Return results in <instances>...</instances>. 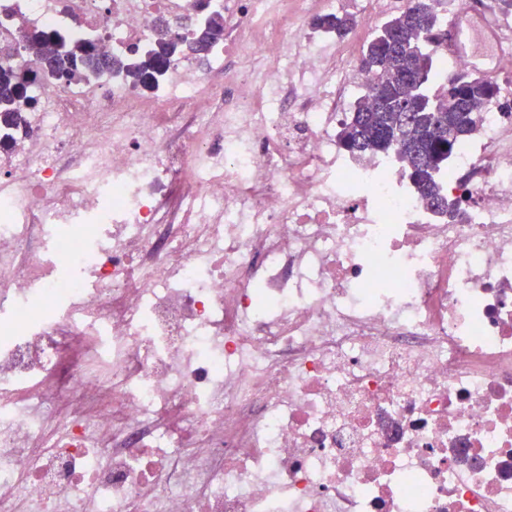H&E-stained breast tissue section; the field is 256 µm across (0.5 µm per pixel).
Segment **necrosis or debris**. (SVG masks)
<instances>
[{
  "label": "necrosis or debris",
  "mask_w": 512,
  "mask_h": 512,
  "mask_svg": "<svg viewBox=\"0 0 512 512\" xmlns=\"http://www.w3.org/2000/svg\"><path fill=\"white\" fill-rule=\"evenodd\" d=\"M211 5L205 65L43 78L0 127V512H512V115L432 211L338 141L370 83L308 24L339 0ZM192 11L0 0V66Z\"/></svg>",
  "instance_id": "obj_1"
}]
</instances>
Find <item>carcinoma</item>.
Segmentation results:
<instances>
[{
    "instance_id": "cac0c4a2",
    "label": "carcinoma",
    "mask_w": 512,
    "mask_h": 512,
    "mask_svg": "<svg viewBox=\"0 0 512 512\" xmlns=\"http://www.w3.org/2000/svg\"><path fill=\"white\" fill-rule=\"evenodd\" d=\"M440 0H410V5L386 21L362 51L357 65L371 77L365 97L342 123L338 138L353 155L396 152L407 162V176L431 209L455 215L459 202L444 195L440 174L447 169L449 152L477 130L481 112L496 100L497 84L469 73L448 70L432 47L448 39V24L438 14ZM316 29L338 38L354 27L347 14L320 15ZM224 30L218 14L205 15L189 35L184 48L211 44ZM34 66L0 67V116L11 126L18 112L34 105L28 89L46 72L62 83L88 75L112 72V56L89 42L77 41L62 52L52 32H30L25 37ZM173 55L164 39L148 49H129L118 64L136 84L154 87Z\"/></svg>"
}]
</instances>
